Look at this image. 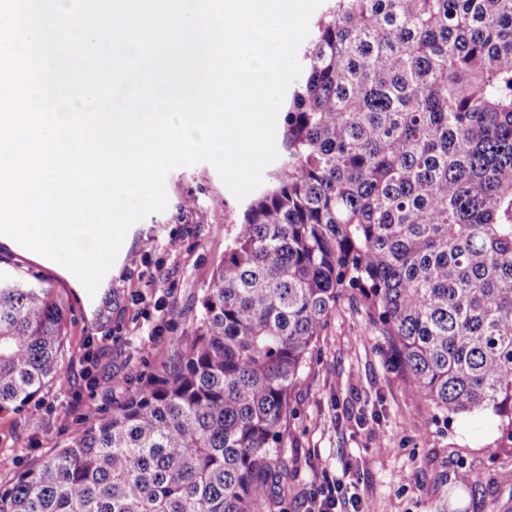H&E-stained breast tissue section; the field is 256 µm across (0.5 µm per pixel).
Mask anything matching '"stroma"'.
I'll list each match as a JSON object with an SVG mask.
<instances>
[{
	"mask_svg": "<svg viewBox=\"0 0 512 512\" xmlns=\"http://www.w3.org/2000/svg\"><path fill=\"white\" fill-rule=\"evenodd\" d=\"M165 188L166 210L129 229L95 297L59 263L0 244L1 273L40 280L67 308L66 352L38 419L25 409L0 414V484L173 362L245 204L206 162L172 170ZM497 436L492 415L422 410L350 292L291 393L288 480L270 481L263 512H307L325 470L351 471L363 512H512V451H493ZM463 470L472 484L459 483Z\"/></svg>",
	"mask_w": 512,
	"mask_h": 512,
	"instance_id": "obj_1",
	"label": "stroma"
}]
</instances>
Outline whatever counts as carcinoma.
Listing matches in <instances>:
<instances>
[{
	"instance_id": "1",
	"label": "carcinoma",
	"mask_w": 512,
	"mask_h": 512,
	"mask_svg": "<svg viewBox=\"0 0 512 512\" xmlns=\"http://www.w3.org/2000/svg\"><path fill=\"white\" fill-rule=\"evenodd\" d=\"M177 363L0 487V512H261L289 396L356 290L420 402L512 448V0H331ZM65 305L0 275V413L61 369Z\"/></svg>"
}]
</instances>
